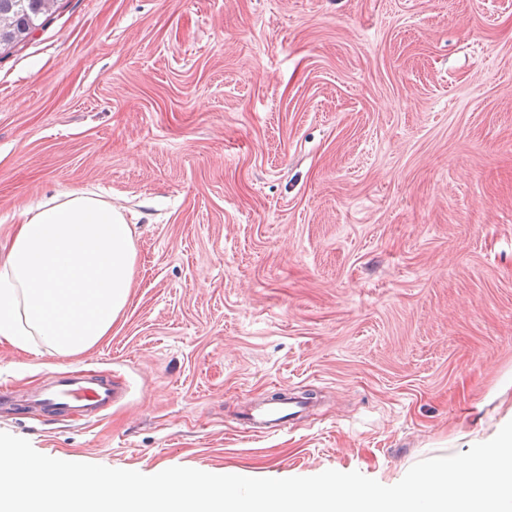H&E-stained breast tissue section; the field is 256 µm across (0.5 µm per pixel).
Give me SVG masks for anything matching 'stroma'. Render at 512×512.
Returning a JSON list of instances; mask_svg holds the SVG:
<instances>
[{
  "label": "stroma",
  "mask_w": 512,
  "mask_h": 512,
  "mask_svg": "<svg viewBox=\"0 0 512 512\" xmlns=\"http://www.w3.org/2000/svg\"><path fill=\"white\" fill-rule=\"evenodd\" d=\"M80 189L135 226L130 302L75 356L0 343V389L127 395L0 412L43 455L387 480L512 404V0H62L0 58V240ZM124 392L112 379L90 372L56 374L35 396L34 403L52 415L98 417L122 400ZM307 406L308 403L293 398L258 404L246 416L247 427L252 432L259 434L281 430L287 427L289 419Z\"/></svg>",
  "instance_id": "stroma-1"
}]
</instances>
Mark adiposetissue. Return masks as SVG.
Here are the masks:
<instances>
[{
	"label": "adipose tissue",
	"instance_id": "ef3b65f1",
	"mask_svg": "<svg viewBox=\"0 0 512 512\" xmlns=\"http://www.w3.org/2000/svg\"><path fill=\"white\" fill-rule=\"evenodd\" d=\"M135 270L133 229L99 194L67 191L24 209L0 258V343L86 351L119 319Z\"/></svg>",
	"mask_w": 512,
	"mask_h": 512
}]
</instances>
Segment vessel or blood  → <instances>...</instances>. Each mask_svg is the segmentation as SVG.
Segmentation results:
<instances>
[{"label":"vessel or blood","mask_w":512,"mask_h":512,"mask_svg":"<svg viewBox=\"0 0 512 512\" xmlns=\"http://www.w3.org/2000/svg\"><path fill=\"white\" fill-rule=\"evenodd\" d=\"M123 395V390L114 386L110 378L77 371L56 374L34 402L52 415L96 417L120 402ZM303 407L302 401L293 398L258 405L247 415V427L259 434L281 430Z\"/></svg>","instance_id":"1"}]
</instances>
